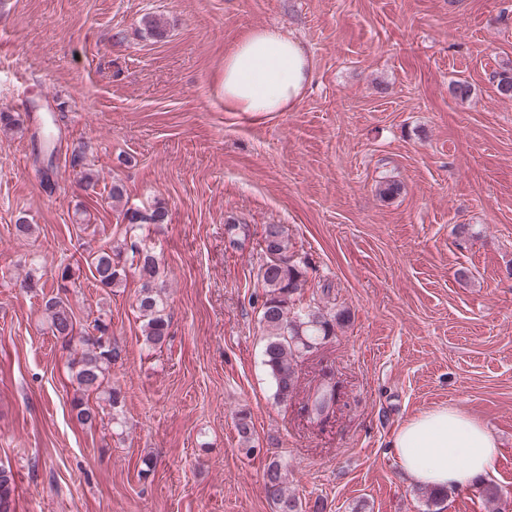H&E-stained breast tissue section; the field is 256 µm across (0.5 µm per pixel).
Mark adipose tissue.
Instances as JSON below:
<instances>
[{"mask_svg":"<svg viewBox=\"0 0 512 512\" xmlns=\"http://www.w3.org/2000/svg\"><path fill=\"white\" fill-rule=\"evenodd\" d=\"M311 82L310 57L278 28L251 31L224 57V106L230 112L290 111ZM392 446L407 478L437 491L485 477L498 448L485 422L452 407L408 420Z\"/></svg>","mask_w":512,"mask_h":512,"instance_id":"ef3b65f1","label":"adipose tissue"}]
</instances>
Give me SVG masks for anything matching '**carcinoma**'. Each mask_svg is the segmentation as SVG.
<instances>
[{"label": "carcinoma", "instance_id": "cac0c4a2", "mask_svg": "<svg viewBox=\"0 0 512 512\" xmlns=\"http://www.w3.org/2000/svg\"><path fill=\"white\" fill-rule=\"evenodd\" d=\"M496 90L505 98H512V73L493 75ZM131 236L116 247L101 249L88 255L95 285L102 289L126 286L128 269L139 277L136 292V309L143 320L145 344L162 346L170 333V319L165 313L158 287L159 259L147 246L138 232L151 224H163L167 210L155 205L149 211L127 208L122 211ZM265 246L262 263L257 270V280L263 292L259 295L258 317L267 332L265 365L275 385V397L286 402L295 397L300 388L298 359L318 349V346L335 334L338 316L331 315L320 303L310 300L303 306L297 295L306 283V258L290 252L288 228L284 224H266L262 232ZM57 292L42 296V307L52 336L62 340L73 353L69 362V380L74 389L73 410L77 420L93 426L99 416L98 408L90 397L116 410L121 407L124 395L121 390L107 385V375L112 365L122 359V348L112 339L111 323L98 317L92 324V333L76 336L75 319L67 298L69 285L75 284V273L69 266L58 269L55 277ZM336 405V380L331 372L322 370V382L308 394L304 409L308 418L323 422ZM239 442L246 452L253 450V432L250 417L240 413L236 419ZM265 494L276 512H304L302 502L288 492L287 465L277 458L269 459L263 471ZM487 502L499 505L501 490L497 485L483 482L473 486ZM15 481L12 471L0 467V512H14Z\"/></svg>", "mask_w": 512, "mask_h": 512}]
</instances>
